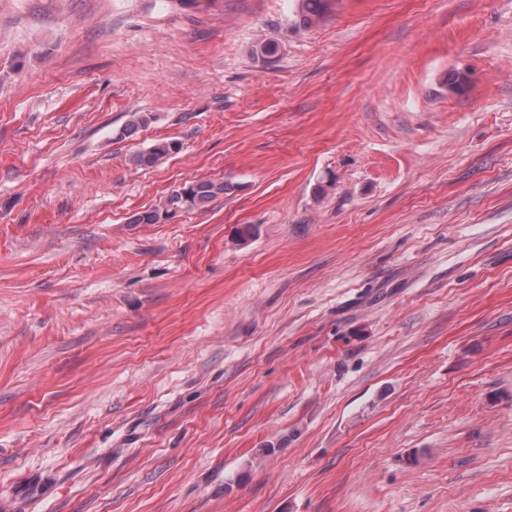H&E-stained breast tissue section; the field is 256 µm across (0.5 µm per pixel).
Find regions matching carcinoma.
Listing matches in <instances>:
<instances>
[{"mask_svg": "<svg viewBox=\"0 0 512 512\" xmlns=\"http://www.w3.org/2000/svg\"><path fill=\"white\" fill-rule=\"evenodd\" d=\"M299 25L311 27L323 17L327 0H298ZM180 150V144L174 140L158 139L147 149L135 154L132 162L137 167L149 168L159 159ZM228 184L222 180H194L174 189L152 208L140 211L132 216L133 224H161L168 219L186 212L206 208L212 201L224 195Z\"/></svg>", "mask_w": 512, "mask_h": 512, "instance_id": "1", "label": "carcinoma"}]
</instances>
